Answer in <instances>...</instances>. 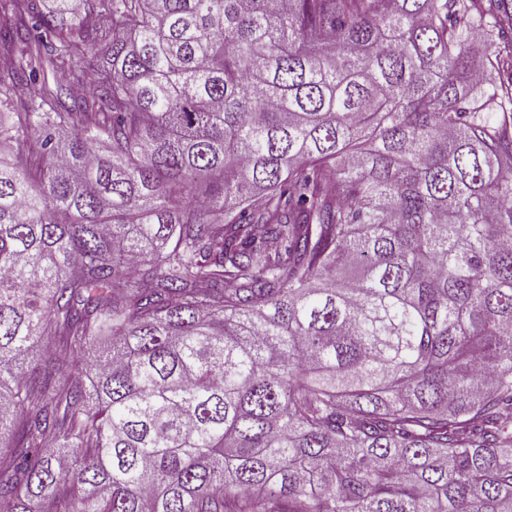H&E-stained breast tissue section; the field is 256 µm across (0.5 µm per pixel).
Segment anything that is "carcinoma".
I'll use <instances>...</instances> for the list:
<instances>
[{"label": "carcinoma", "instance_id": "cac0c4a2", "mask_svg": "<svg viewBox=\"0 0 512 512\" xmlns=\"http://www.w3.org/2000/svg\"><path fill=\"white\" fill-rule=\"evenodd\" d=\"M81 2L0 0V512H512V0Z\"/></svg>", "mask_w": 512, "mask_h": 512}]
</instances>
